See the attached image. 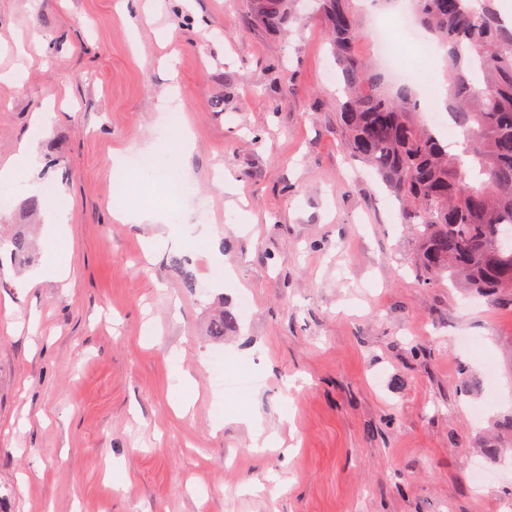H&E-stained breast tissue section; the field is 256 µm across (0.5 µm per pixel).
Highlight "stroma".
<instances>
[{
	"label": "stroma",
	"instance_id": "stroma-1",
	"mask_svg": "<svg viewBox=\"0 0 512 512\" xmlns=\"http://www.w3.org/2000/svg\"><path fill=\"white\" fill-rule=\"evenodd\" d=\"M142 2L132 27L118 0H0V161L37 135L53 189H0V224L43 226L59 188L75 205L65 243L0 261V512H507L512 305L417 282L400 204L341 146L322 18ZM404 64L417 102L447 87L445 61ZM173 112L194 135L189 196L162 179L139 204L165 223H113L118 169L176 148ZM183 223L223 265L187 252ZM64 258L65 283L47 271ZM223 308L237 321L216 339ZM242 372L245 394L218 380ZM258 429L289 453L254 448ZM475 463L498 483L473 485ZM173 376L177 379L183 390L182 401L178 406V411L180 415L185 416L190 412L194 403V391L192 390L193 379L187 371L182 370V368L176 364L173 366Z\"/></svg>",
	"mask_w": 512,
	"mask_h": 512
}]
</instances>
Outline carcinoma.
Wrapping results in <instances>:
<instances>
[{"instance_id": "carcinoma-1", "label": "carcinoma", "mask_w": 512, "mask_h": 512, "mask_svg": "<svg viewBox=\"0 0 512 512\" xmlns=\"http://www.w3.org/2000/svg\"><path fill=\"white\" fill-rule=\"evenodd\" d=\"M420 25L447 50L446 106L461 141L420 124L405 87L387 92L358 55L362 36L353 0H312L341 68L346 100L338 115L342 146L375 170L402 205L416 242L414 273L430 286L491 293L512 302V28L493 0H413ZM293 0H254L263 23L294 20ZM32 252L28 232L0 235V252ZM236 321L223 312L210 323L221 337Z\"/></svg>"}]
</instances>
